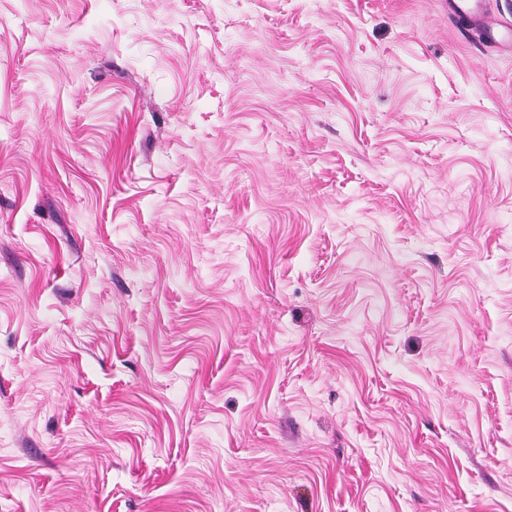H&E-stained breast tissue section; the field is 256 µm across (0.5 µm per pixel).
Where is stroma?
<instances>
[{
  "label": "stroma",
  "instance_id": "obj_1",
  "mask_svg": "<svg viewBox=\"0 0 512 512\" xmlns=\"http://www.w3.org/2000/svg\"><path fill=\"white\" fill-rule=\"evenodd\" d=\"M0 512H512V50L0 0Z\"/></svg>",
  "mask_w": 512,
  "mask_h": 512
}]
</instances>
